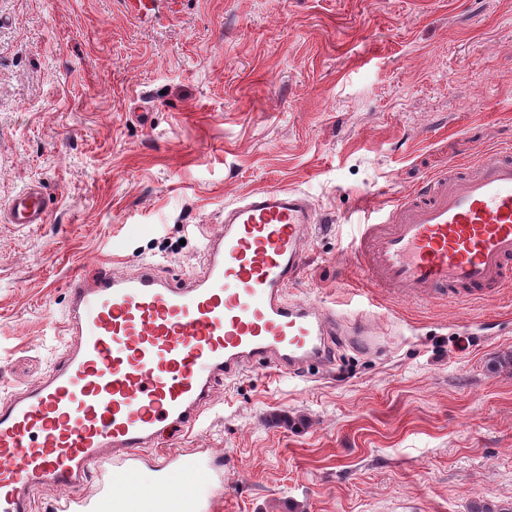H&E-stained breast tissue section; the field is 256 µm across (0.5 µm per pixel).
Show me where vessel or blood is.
Masks as SVG:
<instances>
[{"mask_svg": "<svg viewBox=\"0 0 512 512\" xmlns=\"http://www.w3.org/2000/svg\"><path fill=\"white\" fill-rule=\"evenodd\" d=\"M41 186L18 193L12 224L44 223ZM314 210L300 192L267 187L224 211L190 284L152 266L98 268L69 283L74 342L49 377L0 400V512H31L46 487L68 494L62 512H212L204 449L155 456V483L132 479L159 427L194 428L216 380L246 365L297 375L326 364L336 311L288 301ZM357 261L376 287L428 300L487 299L512 286V149L423 179L359 225Z\"/></svg>", "mask_w": 512, "mask_h": 512, "instance_id": "obj_1", "label": "vessel or blood"}]
</instances>
